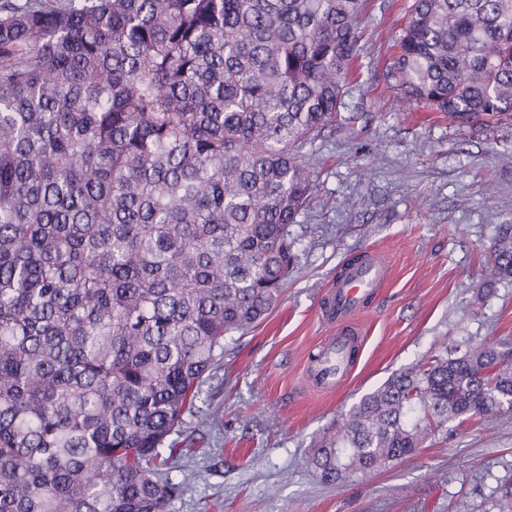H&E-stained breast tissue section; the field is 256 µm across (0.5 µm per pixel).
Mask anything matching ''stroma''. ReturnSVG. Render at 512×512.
<instances>
[{"instance_id": "stroma-1", "label": "stroma", "mask_w": 512, "mask_h": 512, "mask_svg": "<svg viewBox=\"0 0 512 512\" xmlns=\"http://www.w3.org/2000/svg\"><path fill=\"white\" fill-rule=\"evenodd\" d=\"M411 2L366 0L359 77L341 126L313 147L318 195L290 228L297 263L268 317L226 340L170 435L186 451L171 512H512V420H470L343 486L306 464L342 411L441 341L512 339V282L482 284L498 228L512 224V120L463 126L422 104L402 110L382 70ZM374 251L393 279L359 319L350 381L321 394L303 378L327 334L317 303L345 262Z\"/></svg>"}]
</instances>
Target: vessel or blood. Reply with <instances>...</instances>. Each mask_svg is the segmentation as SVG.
I'll return each instance as SVG.
<instances>
[{
	"label": "vessel or blood",
	"mask_w": 512,
	"mask_h": 512,
	"mask_svg": "<svg viewBox=\"0 0 512 512\" xmlns=\"http://www.w3.org/2000/svg\"><path fill=\"white\" fill-rule=\"evenodd\" d=\"M391 274L385 256L376 253L348 264L321 297L318 321L330 326L332 332L321 341L305 368L307 381L319 391H337L352 374L363 347L357 319Z\"/></svg>",
	"instance_id": "obj_1"
}]
</instances>
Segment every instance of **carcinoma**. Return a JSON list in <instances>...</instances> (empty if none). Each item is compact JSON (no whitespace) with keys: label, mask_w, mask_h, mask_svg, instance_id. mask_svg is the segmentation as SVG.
Wrapping results in <instances>:
<instances>
[{"label":"carcinoma","mask_w":512,"mask_h":512,"mask_svg":"<svg viewBox=\"0 0 512 512\" xmlns=\"http://www.w3.org/2000/svg\"><path fill=\"white\" fill-rule=\"evenodd\" d=\"M364 0H0V512H169L166 438L295 262ZM383 81L512 115V0H414ZM487 285L512 281V224ZM512 417V344L438 351L336 420L342 484Z\"/></svg>","instance_id":"carcinoma-1"}]
</instances>
